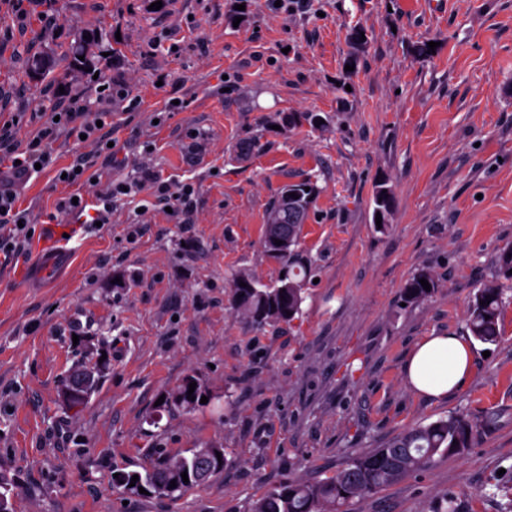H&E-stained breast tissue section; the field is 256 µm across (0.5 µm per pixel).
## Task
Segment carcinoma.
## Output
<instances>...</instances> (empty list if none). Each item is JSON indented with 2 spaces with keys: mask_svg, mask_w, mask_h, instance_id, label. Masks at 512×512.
<instances>
[{
  "mask_svg": "<svg viewBox=\"0 0 512 512\" xmlns=\"http://www.w3.org/2000/svg\"><path fill=\"white\" fill-rule=\"evenodd\" d=\"M91 39H86V35ZM80 33L70 45L67 58L69 64L81 65L89 62L87 49L90 40L99 39L98 32ZM26 67L30 78L58 84L60 78L55 52L51 49L33 53L27 57ZM296 193L298 198L286 199ZM318 195L316 184L309 178L283 185L267 208V221L276 220L288 225V236L292 246L288 253L275 256L286 268L284 280L292 285L288 293L281 294L276 287H259V281L247 272L235 274L229 285V302L239 316L256 328L275 326L292 321L300 313L303 302V281L297 279L307 272V266L298 251L303 224L309 218ZM374 212L388 219L395 207V194L385 179L379 180L373 196ZM431 286L427 291L420 280ZM250 282L251 287L242 286ZM439 288L438 280L430 272L414 275L404 287L405 301L411 305L430 298ZM502 285L490 280L482 284L471 297L466 312L467 328L473 338L481 343L498 342L500 319L504 310ZM497 414L487 410L479 417L456 412L429 424L415 425L400 431L394 437L380 443L367 453L356 450L347 453L336 470L313 480L293 479L266 489L251 505V512H347V507L356 500L375 494L395 485L409 476L431 466L435 456L462 455L473 447L483 428L495 422ZM197 452L191 448L182 454L157 452L153 464L141 471H121L112 479L113 485L131 494H139L144 488L151 495L172 496L187 490L183 480L170 487V468L179 467L193 476L197 471ZM138 476L135 485H130L132 476Z\"/></svg>",
  "mask_w": 512,
  "mask_h": 512,
  "instance_id": "1",
  "label": "carcinoma"
}]
</instances>
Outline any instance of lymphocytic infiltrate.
I'll list each match as a JSON object with an SVG mask.
<instances>
[{"instance_id":"f902f5d3","label":"lymphocytic infiltrate","mask_w":512,"mask_h":512,"mask_svg":"<svg viewBox=\"0 0 512 512\" xmlns=\"http://www.w3.org/2000/svg\"><path fill=\"white\" fill-rule=\"evenodd\" d=\"M139 102L130 93L127 80L103 82L95 99L85 93H68L58 106L52 107L37 134L23 139L18 135L23 115L19 112L0 113V254L16 252L30 236V214L17 205V188L28 182L37 167H48L51 157L44 143L58 132L71 138H83L88 156L78 159L65 169L66 183L76 184L86 180L88 158L112 160L109 145L110 130L115 114L137 110ZM136 190L150 191L164 200L173 214L186 217L193 212L194 188L192 184H176L164 181L150 166L139 168Z\"/></svg>"}]
</instances>
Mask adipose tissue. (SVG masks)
Instances as JSON below:
<instances>
[{
	"instance_id": "1",
	"label": "adipose tissue",
	"mask_w": 512,
	"mask_h": 512,
	"mask_svg": "<svg viewBox=\"0 0 512 512\" xmlns=\"http://www.w3.org/2000/svg\"><path fill=\"white\" fill-rule=\"evenodd\" d=\"M475 357L467 341L455 334L421 339L403 367L408 388L425 397L445 400L470 377Z\"/></svg>"
}]
</instances>
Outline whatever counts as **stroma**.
Returning <instances> with one entry per match:
<instances>
[{"label":"stroma","instance_id":"obj_1","mask_svg":"<svg viewBox=\"0 0 512 512\" xmlns=\"http://www.w3.org/2000/svg\"><path fill=\"white\" fill-rule=\"evenodd\" d=\"M27 0L19 24L0 0V89L12 109L53 106L56 85L31 80L28 54L63 53L79 32L102 79L131 80L140 109L115 116L111 164L133 178L148 162L189 182L195 212L180 223L149 193L118 202L110 224L85 226L52 279L16 280L35 246L65 222L57 202L85 193L55 180L85 155L65 134L52 166L19 204L33 237L0 255V473L17 512H248L269 486L322 477L348 451L456 411H496L476 446L357 502L353 512H512V289L499 342L475 343L474 371L443 401L411 391L414 345L466 334L470 297L497 277L512 246V0ZM365 35L353 44L350 34ZM433 53L420 54L427 42ZM286 112L322 126L281 125ZM259 140L246 158L235 148ZM319 189L299 251L310 263L301 312L253 328L229 304L238 271L278 284L262 247L269 201L286 183ZM387 179L396 206L374 222ZM439 287L405 304L420 271ZM106 368L81 412L62 402L78 364ZM206 403H160L186 376ZM225 448L224 472L173 496L112 485L148 452Z\"/></svg>","mask_w":512,"mask_h":512}]
</instances>
